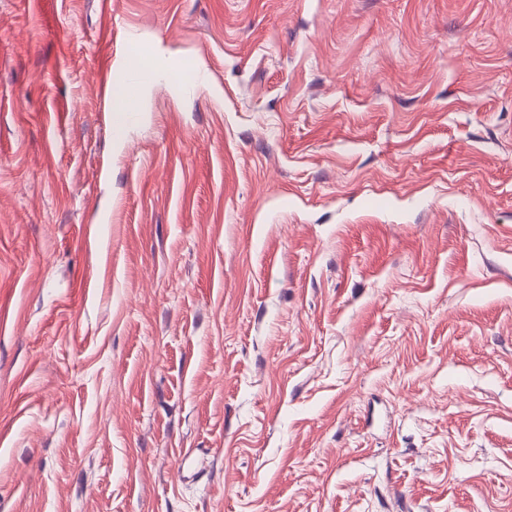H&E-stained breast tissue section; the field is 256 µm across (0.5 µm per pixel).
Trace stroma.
Masks as SVG:
<instances>
[{
  "label": "stroma",
  "instance_id": "35a3bbf8",
  "mask_svg": "<svg viewBox=\"0 0 512 512\" xmlns=\"http://www.w3.org/2000/svg\"><path fill=\"white\" fill-rule=\"evenodd\" d=\"M0 512H512V0H0Z\"/></svg>",
  "mask_w": 512,
  "mask_h": 512
}]
</instances>
